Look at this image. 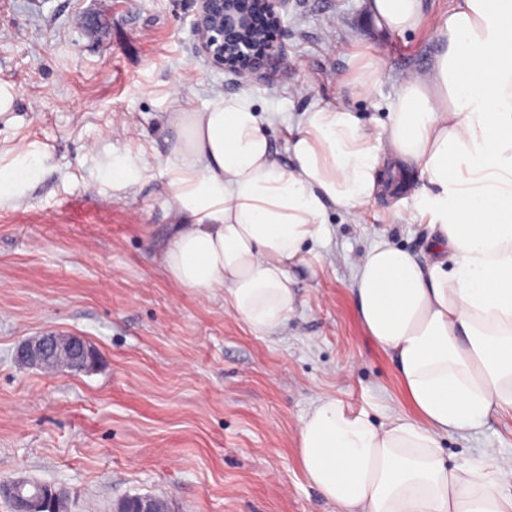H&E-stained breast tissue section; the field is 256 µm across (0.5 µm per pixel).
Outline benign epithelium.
<instances>
[{
  "label": "benign epithelium",
  "mask_w": 512,
  "mask_h": 512,
  "mask_svg": "<svg viewBox=\"0 0 512 512\" xmlns=\"http://www.w3.org/2000/svg\"><path fill=\"white\" fill-rule=\"evenodd\" d=\"M291 0H199L195 26L199 49L214 65L237 76H252L276 63L281 49L274 32ZM18 361L39 367L46 362L71 367L96 364V351L80 336L45 330L28 337L17 349ZM26 479L0 483V497L14 504L15 512H61L54 489L46 486L40 497H24ZM126 512H157L150 495L129 499Z\"/></svg>",
  "instance_id": "benign-epithelium-1"
}]
</instances>
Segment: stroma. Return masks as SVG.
I'll list each match as a JSON object with an SVG mask.
<instances>
[{"mask_svg":"<svg viewBox=\"0 0 512 512\" xmlns=\"http://www.w3.org/2000/svg\"><path fill=\"white\" fill-rule=\"evenodd\" d=\"M196 0H0V169L34 164L0 200V481L50 483L70 512H114L132 495L171 512H343L305 478L296 437L333 396L384 422L409 405L391 353L367 336L349 293L352 262L386 240L427 251L429 225L384 192L351 217L328 208L327 246L297 278L295 310L257 333L212 295L175 287L162 256L174 233L166 186L175 107L202 110L247 92L288 162V129L346 98L369 126L388 120L400 79L424 71L428 30L376 26L366 0H292L282 58L243 81L198 51ZM378 80L351 97L358 58ZM125 169L127 184L112 179ZM83 336L99 362L83 373L20 365L44 329ZM446 461L493 451L512 495V411L441 441Z\"/></svg>","mask_w":512,"mask_h":512,"instance_id":"1","label":"stroma"}]
</instances>
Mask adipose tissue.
Wrapping results in <instances>:
<instances>
[{
  "instance_id": "obj_1",
  "label": "adipose tissue",
  "mask_w": 512,
  "mask_h": 512,
  "mask_svg": "<svg viewBox=\"0 0 512 512\" xmlns=\"http://www.w3.org/2000/svg\"><path fill=\"white\" fill-rule=\"evenodd\" d=\"M369 8L393 32L423 25V0ZM434 31L440 52L400 80L386 126L342 101L312 107L289 131L287 169L247 94L169 119L177 225L166 273L222 297L258 333L292 314L294 271L330 238L327 205L356 214L386 168L416 174L415 217L435 233L428 253L378 243L350 287L411 410L376 424L324 396L298 432L305 477L344 512H512L490 466L447 463L440 444L512 409V0H453Z\"/></svg>"
}]
</instances>
